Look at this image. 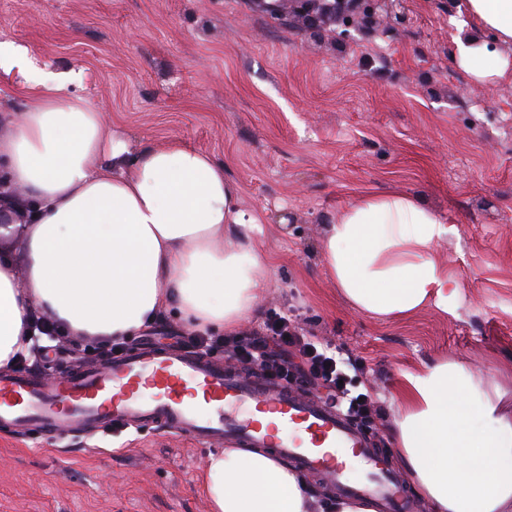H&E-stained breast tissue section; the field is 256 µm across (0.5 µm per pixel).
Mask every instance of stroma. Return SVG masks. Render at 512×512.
<instances>
[{
	"instance_id": "obj_1",
	"label": "stroma",
	"mask_w": 512,
	"mask_h": 512,
	"mask_svg": "<svg viewBox=\"0 0 512 512\" xmlns=\"http://www.w3.org/2000/svg\"><path fill=\"white\" fill-rule=\"evenodd\" d=\"M412 21L349 42L265 0H0V41L42 70L78 71L74 93L134 142L207 152L261 220L272 275L251 328L301 325L362 364L382 401L364 432L393 442L406 375L453 360L512 407V65L458 63L463 0H410ZM400 191L448 227L433 257L458 285L382 321L325 272L323 227L357 196ZM202 445L168 432L22 438L0 432V512H207Z\"/></svg>"
}]
</instances>
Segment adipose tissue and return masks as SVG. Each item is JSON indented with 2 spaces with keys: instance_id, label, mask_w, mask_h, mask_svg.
I'll list each match as a JSON object with an SVG mask.
<instances>
[{
  "instance_id": "obj_1",
  "label": "adipose tissue",
  "mask_w": 512,
  "mask_h": 512,
  "mask_svg": "<svg viewBox=\"0 0 512 512\" xmlns=\"http://www.w3.org/2000/svg\"><path fill=\"white\" fill-rule=\"evenodd\" d=\"M496 40L512 43V0H466ZM459 63L502 74L474 37ZM39 72L24 110L0 134V209L19 213L0 233V368L29 345L31 312L91 341L135 335L176 310L197 330L242 328L270 280L261 226L238 204L223 164L173 142L132 146L100 112ZM448 229L402 192L365 194L326 225L329 278L356 310L399 318L456 295L431 255ZM400 457L431 512H512V415L482 396L454 361L406 378L395 421ZM207 512H374L360 500H316L305 479L263 448H228L202 469Z\"/></svg>"
}]
</instances>
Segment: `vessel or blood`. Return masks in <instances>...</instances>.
<instances>
[{
    "label": "vessel or blood",
    "mask_w": 512,
    "mask_h": 512,
    "mask_svg": "<svg viewBox=\"0 0 512 512\" xmlns=\"http://www.w3.org/2000/svg\"><path fill=\"white\" fill-rule=\"evenodd\" d=\"M163 423L201 444L269 448L376 512H412L400 477L329 403L243 376L217 358L143 348L63 378L0 375V423L18 431ZM367 467L349 480V458Z\"/></svg>",
    "instance_id": "1"
}]
</instances>
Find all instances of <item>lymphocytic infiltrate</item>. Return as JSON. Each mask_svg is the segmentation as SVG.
<instances>
[{
  "label": "lymphocytic infiltrate",
  "mask_w": 512,
  "mask_h": 512,
  "mask_svg": "<svg viewBox=\"0 0 512 512\" xmlns=\"http://www.w3.org/2000/svg\"><path fill=\"white\" fill-rule=\"evenodd\" d=\"M193 343L210 355L223 352L225 361L247 370L281 369L288 384L306 378L348 417L364 420L381 412L377 393L357 385L360 366L332 342L305 331L297 318L275 313L253 333L228 338L199 333Z\"/></svg>",
  "instance_id": "f902f5d3"
}]
</instances>
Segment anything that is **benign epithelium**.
<instances>
[{
  "label": "benign epithelium",
  "instance_id": "obj_1",
  "mask_svg": "<svg viewBox=\"0 0 512 512\" xmlns=\"http://www.w3.org/2000/svg\"><path fill=\"white\" fill-rule=\"evenodd\" d=\"M297 12L310 23L346 25L357 21L362 33L375 28L383 19L393 25L406 23L405 0H290Z\"/></svg>",
  "mask_w": 512,
  "mask_h": 512
}]
</instances>
